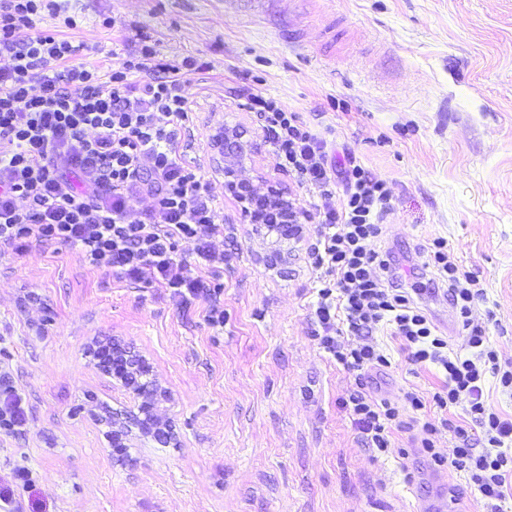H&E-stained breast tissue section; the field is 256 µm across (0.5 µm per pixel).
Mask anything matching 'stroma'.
I'll return each instance as SVG.
<instances>
[{"instance_id": "stroma-1", "label": "stroma", "mask_w": 512, "mask_h": 512, "mask_svg": "<svg viewBox=\"0 0 512 512\" xmlns=\"http://www.w3.org/2000/svg\"><path fill=\"white\" fill-rule=\"evenodd\" d=\"M85 18L72 38L108 67L113 50L142 37L163 58L207 63L195 83L192 155L224 208L223 264L192 274L224 288V324L210 325L209 297L91 269L78 251L35 245L0 255V375L27 413L0 430V512H415L431 475L454 485L444 512H486L451 465L447 428L435 465L416 432L395 433L389 452L366 447L345 402L380 383L383 396L440 391L436 367L410 364L389 331L375 333L392 365L378 380L337 364L318 344L313 318L321 226L308 218L297 242L259 234L224 186L210 148L220 126L245 133L239 174L258 192L320 199L279 170L254 113L235 88L279 99L323 140L385 182L377 247L404 276L434 239L448 242L482 294L472 304L499 364H512V0H71ZM117 20L101 26L103 16ZM438 335L469 351L444 290L419 280ZM116 342L145 360L168 399L160 409L176 440L135 439L118 463L100 418L129 400L91 353ZM28 468L32 482L16 487Z\"/></svg>"}]
</instances>
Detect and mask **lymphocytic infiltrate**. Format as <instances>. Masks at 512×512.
<instances>
[{
  "instance_id": "obj_1",
  "label": "lymphocytic infiltrate",
  "mask_w": 512,
  "mask_h": 512,
  "mask_svg": "<svg viewBox=\"0 0 512 512\" xmlns=\"http://www.w3.org/2000/svg\"><path fill=\"white\" fill-rule=\"evenodd\" d=\"M83 22L66 0H0V246L18 255L34 244L68 246L92 269L180 298L198 295L208 284L177 258V244L195 242L197 257L209 262L224 235L212 184L180 142L203 67L191 56L163 61L146 38L101 71L86 61L84 45L67 37ZM245 106L259 116L277 167L321 199L322 286L314 310L321 348L344 367L378 371L389 360L372 337L388 327L414 364L441 368L444 384L431 402L445 410L467 399L483 435L478 448L466 428L449 425L458 440L452 465L491 512H505L512 420L486 406L483 386L490 372L512 389V369L500 367L476 329L471 355L452 353L418 299L399 287L389 255L375 248L383 182L356 165L336 192L334 169L297 112L258 91ZM134 198L145 208L133 211ZM419 274L446 283L461 319H469L475 283L461 276L445 239H434ZM346 408L365 445L387 450L398 408L371 390L351 394Z\"/></svg>"
}]
</instances>
